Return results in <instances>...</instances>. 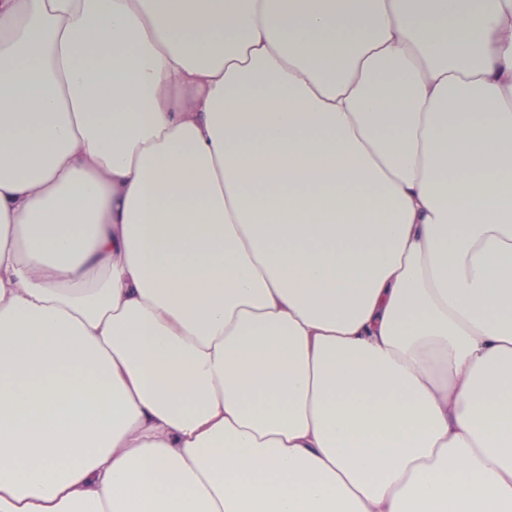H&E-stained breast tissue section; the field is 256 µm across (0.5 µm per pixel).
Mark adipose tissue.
<instances>
[{
  "label": "adipose tissue",
  "mask_w": 512,
  "mask_h": 512,
  "mask_svg": "<svg viewBox=\"0 0 512 512\" xmlns=\"http://www.w3.org/2000/svg\"><path fill=\"white\" fill-rule=\"evenodd\" d=\"M0 512H512V0H0Z\"/></svg>",
  "instance_id": "adipose-tissue-1"
}]
</instances>
